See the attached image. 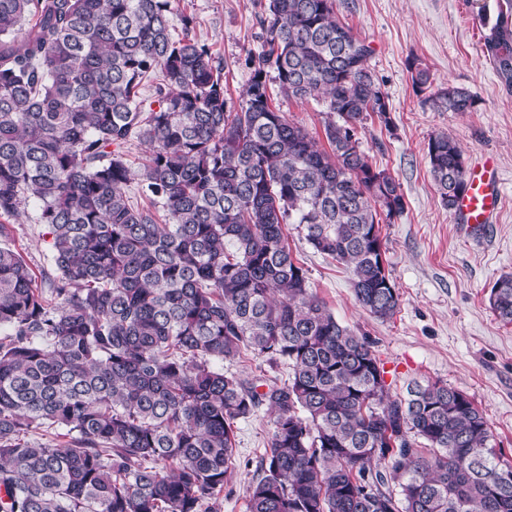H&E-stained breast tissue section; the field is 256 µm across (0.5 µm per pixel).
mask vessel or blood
<instances>
[{
  "label": "vessel or blood",
  "instance_id": "vessel-or-blood-1",
  "mask_svg": "<svg viewBox=\"0 0 512 512\" xmlns=\"http://www.w3.org/2000/svg\"><path fill=\"white\" fill-rule=\"evenodd\" d=\"M468 191L456 202L452 220L466 229L481 231L495 222L501 202V181L495 162L485 155L466 173Z\"/></svg>",
  "mask_w": 512,
  "mask_h": 512
}]
</instances>
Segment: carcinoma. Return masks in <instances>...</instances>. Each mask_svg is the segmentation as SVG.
<instances>
[{"label":"carcinoma","instance_id":"carcinoma-1","mask_svg":"<svg viewBox=\"0 0 512 512\" xmlns=\"http://www.w3.org/2000/svg\"><path fill=\"white\" fill-rule=\"evenodd\" d=\"M173 2L0 0V218L33 210L54 271L38 288L0 224V512H218L235 424L262 406L248 512H512V461L472 400L440 382L392 397L371 342L285 244L284 226H302L351 269L364 309L397 312L379 224L404 196L357 137L368 116L388 120L370 45L336 0H267L234 107L193 17L173 35ZM482 25L511 94L512 0ZM271 79L324 100L330 150L275 110ZM431 101L478 99L448 87ZM428 156L451 209L463 151L439 134ZM489 303L512 324V273ZM247 352L288 379L221 367ZM49 429L66 440L29 437Z\"/></svg>","mask_w":512,"mask_h":512}]
</instances>
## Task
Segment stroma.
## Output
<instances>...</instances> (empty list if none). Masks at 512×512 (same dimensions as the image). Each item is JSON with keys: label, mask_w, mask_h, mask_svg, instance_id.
<instances>
[{"label": "stroma", "mask_w": 512, "mask_h": 512, "mask_svg": "<svg viewBox=\"0 0 512 512\" xmlns=\"http://www.w3.org/2000/svg\"><path fill=\"white\" fill-rule=\"evenodd\" d=\"M261 0H177V14L193 17L194 33L224 68L230 103H238L252 68L248 50L259 49ZM497 0H336V16L373 49L369 65L389 105V120L368 118L359 130L374 168L399 182L403 213L380 224L387 269L400 295L396 314L380 320L356 302L349 268L317 252L298 225L285 229L288 247L308 272L314 293L336 319L368 337L390 392L405 397L411 382L442 381L466 394L483 412L494 445L512 458V324L501 323L489 305L500 275L512 273V94L501 86L483 53L481 18ZM430 72L428 91L413 83L411 63ZM454 85L478 99L471 112H439L429 93ZM285 118L316 140L329 114L323 102L274 93ZM448 134L466 163L492 154L502 178L495 224L482 237H462L430 174L432 136ZM12 240L36 284L49 270L44 225L33 214L15 224ZM266 410L237 423L238 468L220 512H248L246 487L268 441Z\"/></svg>", "instance_id": "stroma-1"}]
</instances>
